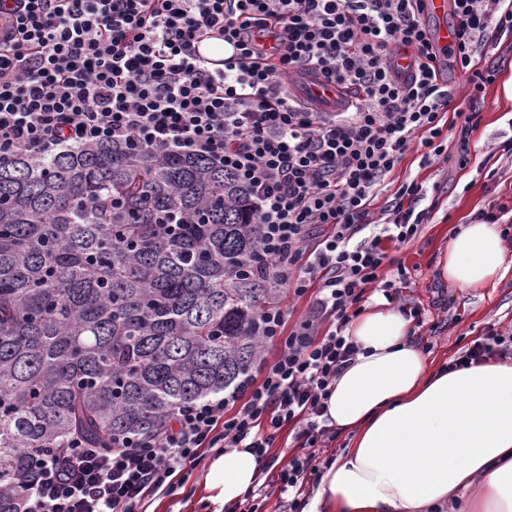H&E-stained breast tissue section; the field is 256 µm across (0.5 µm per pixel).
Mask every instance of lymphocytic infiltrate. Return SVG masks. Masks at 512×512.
Returning a JSON list of instances; mask_svg holds the SVG:
<instances>
[{"mask_svg": "<svg viewBox=\"0 0 512 512\" xmlns=\"http://www.w3.org/2000/svg\"><path fill=\"white\" fill-rule=\"evenodd\" d=\"M421 11V0H0V161L116 140L223 164L250 191L271 287L308 302L292 325L281 303L263 309L279 351L231 393L180 409L150 439L106 452L75 439L41 458L19 491L23 512H146L150 496L175 495L204 450L262 460L287 425L306 453L259 494L301 490L314 475L331 387L359 352L346 331L368 288L409 304L387 274L391 249L426 218L413 207L423 187L402 182L383 223L371 205L409 150L444 151L452 97ZM452 11L447 55L483 92L494 74L476 67L477 45L512 32V0H452ZM214 33L232 48L219 69L196 49ZM402 51L416 56L413 73L391 68ZM304 74L353 102L333 112L298 96L290 82ZM492 359H512V336L489 331L451 366Z\"/></svg>", "mask_w": 512, "mask_h": 512, "instance_id": "obj_1", "label": "lymphocytic infiltrate"}]
</instances>
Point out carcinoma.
Masks as SVG:
<instances>
[{
	"instance_id": "carcinoma-1",
	"label": "carcinoma",
	"mask_w": 512,
	"mask_h": 512,
	"mask_svg": "<svg viewBox=\"0 0 512 512\" xmlns=\"http://www.w3.org/2000/svg\"><path fill=\"white\" fill-rule=\"evenodd\" d=\"M248 190L122 142L0 162V512L80 438L154 435L258 358L278 297Z\"/></svg>"
}]
</instances>
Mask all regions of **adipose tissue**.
<instances>
[{
  "instance_id": "1",
  "label": "adipose tissue",
  "mask_w": 512,
  "mask_h": 512,
  "mask_svg": "<svg viewBox=\"0 0 512 512\" xmlns=\"http://www.w3.org/2000/svg\"><path fill=\"white\" fill-rule=\"evenodd\" d=\"M511 270L500 226L482 222L460 225L439 261L443 279L470 289ZM409 331L382 298L351 322L361 351L327 400L329 426L351 440L308 512H440L458 498L464 512H512V364L433 370ZM258 471L252 453L233 448L212 459L207 488L229 508Z\"/></svg>"
}]
</instances>
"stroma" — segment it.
Returning <instances> with one entry per match:
<instances>
[{
  "mask_svg": "<svg viewBox=\"0 0 512 512\" xmlns=\"http://www.w3.org/2000/svg\"><path fill=\"white\" fill-rule=\"evenodd\" d=\"M480 65L493 67L495 78L479 97H471L467 76L448 68L444 82L454 102L475 112L479 122L468 148H461L457 135H448L446 152L430 162L419 152L408 151L403 162L387 177L372 210L382 216L400 182L417 180L425 190L418 209L429 217L415 240L398 252V270L390 280L402 281L422 313L415 341L431 364L449 363L455 352L482 337L488 329L512 330V272L493 288H461L445 282L438 262L448 248L453 229L477 222L480 213L507 205L503 222L512 223V35L475 56ZM211 453L189 470L176 496H156L147 512H224L222 503L211 500L206 488Z\"/></svg>",
  "mask_w": 512,
  "mask_h": 512,
  "instance_id": "35a3bbf8",
  "label": "stroma"
}]
</instances>
